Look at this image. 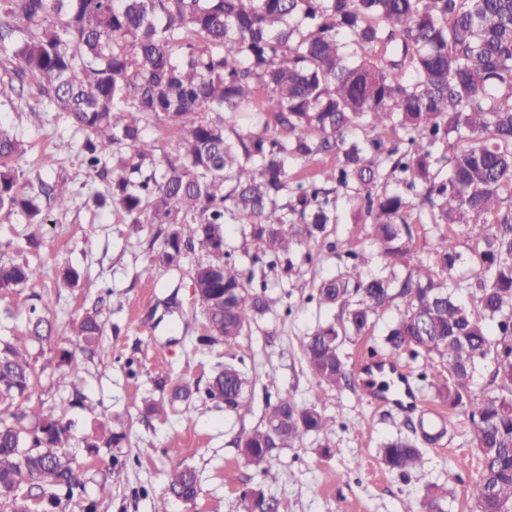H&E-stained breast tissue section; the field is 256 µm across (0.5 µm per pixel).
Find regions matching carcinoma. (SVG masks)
<instances>
[{
	"instance_id": "carcinoma-1",
	"label": "carcinoma",
	"mask_w": 512,
	"mask_h": 512,
	"mask_svg": "<svg viewBox=\"0 0 512 512\" xmlns=\"http://www.w3.org/2000/svg\"><path fill=\"white\" fill-rule=\"evenodd\" d=\"M0 52L17 61L19 83L86 134L89 170L110 182L100 208L117 206L142 224H171L154 261L176 265L200 249L193 288L210 336L228 347L272 310L268 282L255 269L292 277L317 258L312 243L336 222V202L370 220L369 236L386 272L369 271L365 249H329L343 269L308 300L335 308L332 321L305 336V366L320 387L339 389L349 372L345 342L370 331L395 301L403 311L383 338L399 356L438 360L421 373L448 412L462 410L465 442L481 460L473 512H512V0H0ZM263 108L252 107L257 89ZM178 129L176 153L159 159L141 122ZM23 144L0 129V211L40 228L37 198L19 190L12 160ZM336 167L292 192L288 173L318 155ZM58 206L63 182L43 185ZM431 225L430 263L414 261L409 220ZM226 224H239L249 258L231 260ZM475 242L460 267L454 228ZM40 271L0 258V291L38 288ZM472 295L469 306L456 294ZM499 338L492 339V329ZM104 326L94 309L72 321L62 343L94 354ZM56 333L37 309L26 333L0 338V512H38V493L65 512L84 490L69 452L72 425L29 406L35 369L29 346ZM491 360L492 389H471ZM247 373L226 362L206 398L237 412ZM191 391L177 385L148 405L165 416ZM336 420L285 392L266 403L261 422L241 429L236 447L262 475L271 460L314 435L333 455ZM123 435L99 426L84 435L92 452ZM425 431L383 444L392 470L425 464ZM172 449L167 491L198 495L195 471ZM245 512H277L261 493L242 494ZM427 512H446L436 485Z\"/></svg>"
}]
</instances>
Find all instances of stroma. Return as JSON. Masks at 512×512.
I'll use <instances>...</instances> for the list:
<instances>
[{"label": "stroma", "instance_id": "obj_1", "mask_svg": "<svg viewBox=\"0 0 512 512\" xmlns=\"http://www.w3.org/2000/svg\"><path fill=\"white\" fill-rule=\"evenodd\" d=\"M13 67L10 61L0 63V128L25 145V153L13 161L20 186L35 195L41 184L63 179L72 201L64 210L42 201L46 222L33 243L19 214L0 217V258L29 263L42 274L40 292H0V336L25 330L27 314L41 292L54 299L46 316L56 328H66L94 306L105 324L104 353L79 355L82 373L66 385L59 381L61 346L56 340L29 349L37 374L32 405L75 426L71 452L84 490L69 502L66 512H84L92 500L98 512H153L167 486L173 448L180 449L181 460L196 471L199 493L188 503L171 500L169 512H244L241 492L248 488L274 498L279 512H420L426 488L433 483L447 489L452 512H472L481 464L461 436L464 415L451 417L452 434L442 445L426 446L427 464L420 471L401 475L387 469L377 455L382 442L407 434L408 422L418 420L419 413L399 411L387 392L372 399L364 395L362 386L370 380L376 361L385 364L384 379H392L397 368L406 373L417 403L437 405L419 378L424 360L369 354V346L397 318V310H389L371 336L345 344L351 387L318 386L303 362L304 336L319 321L334 316L309 299L313 285L334 276L339 266L328 245L367 246L368 226L362 217L352 215L347 205L339 206L337 222L327 225L314 246L315 262L301 266L285 288L271 290L273 312L237 345L201 343L207 328L194 295L192 270L206 260V253L189 254L177 267L155 265L153 256L163 244L167 225L146 224L137 230L121 209L94 205V195L106 193L108 184L83 161V133L76 131L67 114L49 107L35 81H27L24 94H16L9 83ZM66 265L80 272L78 287L60 280L59 271ZM233 357L243 360L250 378L239 412L199 400L187 416L172 413L158 418L147 413L148 400L162 395L161 384L205 388ZM285 392L335 417L336 451L325 456L313 436L302 447L282 449L272 463L278 480L267 483L259 469L240 456L235 437L241 428L259 424L266 402ZM79 395L84 405H75ZM101 424L125 433L126 439L94 455L81 438ZM462 458L466 469H455V461ZM116 460L126 464V477L119 485L110 477Z\"/></svg>", "mask_w": 512, "mask_h": 512}]
</instances>
